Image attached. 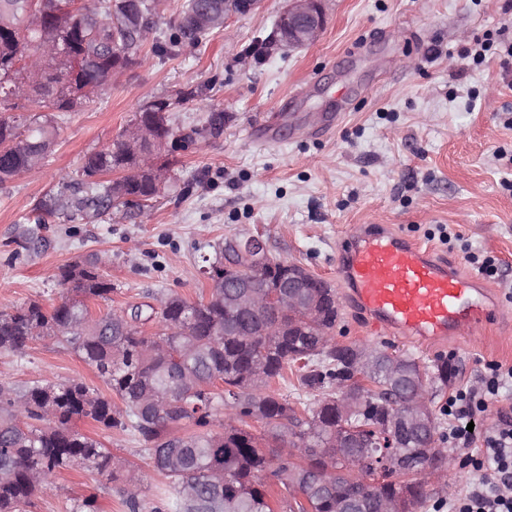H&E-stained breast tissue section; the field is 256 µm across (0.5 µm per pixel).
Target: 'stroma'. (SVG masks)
<instances>
[{"mask_svg":"<svg viewBox=\"0 0 512 512\" xmlns=\"http://www.w3.org/2000/svg\"><path fill=\"white\" fill-rule=\"evenodd\" d=\"M284 0H262L229 19L195 48L148 54L80 110L62 114L53 152L39 173L0 183V310L36 300L60 303L61 269L98 256L114 291L108 309L177 295L195 301L210 284L203 257L225 239L261 236L269 255L335 284L336 246L368 224H392L464 271L494 257L495 313L460 340L420 345L367 337L361 314L337 287V341L400 352L432 367L454 363L457 376L432 408L441 424L456 390L478 385L489 365L512 366V0H329L313 44L291 50L272 40ZM488 42L482 63L460 58ZM175 98L181 130L217 106L229 117L221 136L173 153L168 182L149 214L121 205L111 214L45 223L28 218L62 180L78 177L84 155L119 139L134 113L157 97ZM341 114L333 137L315 127ZM275 122L279 138L251 131ZM450 242H443L441 233ZM76 380L105 390L97 371L71 350L41 340L23 353H0V383ZM78 432L128 462L150 512L165 479L130 432L76 418ZM123 485L76 468L38 491L33 512H71L93 494L98 512H124Z\"/></svg>","mask_w":512,"mask_h":512,"instance_id":"1","label":"stroma"}]
</instances>
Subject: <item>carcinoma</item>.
Wrapping results in <instances>:
<instances>
[{
  "mask_svg": "<svg viewBox=\"0 0 512 512\" xmlns=\"http://www.w3.org/2000/svg\"><path fill=\"white\" fill-rule=\"evenodd\" d=\"M74 0H46L52 14L23 19L28 0H0V182L41 162L54 145L55 113L75 112L88 94L104 86L112 69L129 70L143 61L148 35L129 23L126 0H93L72 12ZM195 0H185L170 31L153 39L155 53L180 51L207 39L212 26L192 21ZM12 75L31 86L24 98L9 92ZM36 105L37 113L19 128L10 113ZM224 131V111L212 108L202 124L181 138L182 148ZM161 145L119 140L84 155L79 178L46 194L35 206L34 223L60 211L75 220L102 216L116 202H150L167 179L168 164L159 162ZM130 174L114 179L113 173ZM242 243L229 238L206 258L217 281L210 299L190 302L171 296L160 308L135 306L91 316L88 301L111 299L112 282L91 256L61 269L67 295L54 307L30 301L0 311V351L22 353L35 340H50L94 367L122 407L82 382L37 381L16 388L0 385V512H31L36 492L57 473L82 465L124 482L125 504L139 512L141 480L121 474L123 463L99 441L74 430L75 418H89L104 430L136 434L154 467L168 481L170 495L152 512H275L267 490L272 475L296 496L289 512H383L391 501L398 512H418L427 483L418 470L425 448L443 452L446 438L434 422L433 432L413 435L399 449L410 478L401 481L380 466L381 448H359L355 458H336V439L346 428L386 431L393 406L405 389L392 381L393 355L383 350L341 343L331 333L339 316L334 288H307L317 301L321 320L313 324L302 308L270 309L244 321L224 308V254ZM294 264L275 262L265 273L267 286L288 281ZM158 320L161 332L147 336L142 326ZM375 360L370 385L353 380V351ZM434 403L448 386L452 366L441 359L433 369L400 357ZM297 367L303 387L323 394L317 406L298 407L266 392ZM367 393L363 411L350 417L336 410V385ZM224 412L221 430L214 417ZM264 425L257 435L248 421ZM289 436L290 449L278 468L268 472L266 449Z\"/></svg>",
  "mask_w": 512,
  "mask_h": 512,
  "instance_id": "carcinoma-1",
  "label": "carcinoma"
}]
</instances>
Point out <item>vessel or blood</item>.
<instances>
[{
    "instance_id": "vessel-or-blood-1",
    "label": "vessel or blood",
    "mask_w": 512,
    "mask_h": 512,
    "mask_svg": "<svg viewBox=\"0 0 512 512\" xmlns=\"http://www.w3.org/2000/svg\"><path fill=\"white\" fill-rule=\"evenodd\" d=\"M338 281L377 335L415 343L461 337L494 310L490 289L474 275L435 257L393 225H369L345 238Z\"/></svg>"
}]
</instances>
